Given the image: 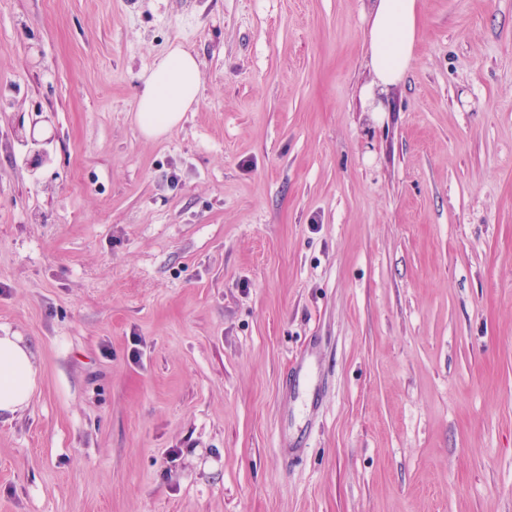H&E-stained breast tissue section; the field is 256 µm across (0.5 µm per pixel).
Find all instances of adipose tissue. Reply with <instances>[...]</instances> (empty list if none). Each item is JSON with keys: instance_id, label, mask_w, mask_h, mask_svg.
I'll use <instances>...</instances> for the list:
<instances>
[{"instance_id": "adipose-tissue-1", "label": "adipose tissue", "mask_w": 512, "mask_h": 512, "mask_svg": "<svg viewBox=\"0 0 512 512\" xmlns=\"http://www.w3.org/2000/svg\"><path fill=\"white\" fill-rule=\"evenodd\" d=\"M420 25L417 0H374L366 32L373 82L362 92L370 111H382V95L403 79ZM200 88L197 55L171 44L143 80L136 114L143 135L155 138L176 127L197 102ZM38 375L36 355L23 337L0 334V417H13L29 407Z\"/></svg>"}]
</instances>
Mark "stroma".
Returning <instances> with one entry per match:
<instances>
[{"label":"stroma","mask_w":512,"mask_h":512,"mask_svg":"<svg viewBox=\"0 0 512 512\" xmlns=\"http://www.w3.org/2000/svg\"><path fill=\"white\" fill-rule=\"evenodd\" d=\"M371 5L0 0V512H512V0H419L381 112ZM201 69L197 55L181 44H171L144 77L136 121L149 138H156L182 120L197 102ZM36 355L22 336L0 334V417L29 407L38 384Z\"/></svg>","instance_id":"1"}]
</instances>
